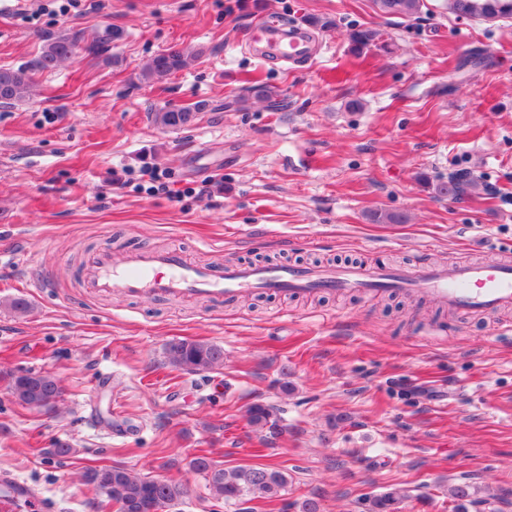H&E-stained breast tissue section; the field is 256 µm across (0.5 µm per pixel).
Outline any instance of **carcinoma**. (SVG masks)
<instances>
[{"label":"carcinoma","instance_id":"1","mask_svg":"<svg viewBox=\"0 0 512 512\" xmlns=\"http://www.w3.org/2000/svg\"><path fill=\"white\" fill-rule=\"evenodd\" d=\"M376 10L396 18H411L427 7L425 0H372ZM443 8L459 17L495 22L512 18V0H444ZM355 49L370 46L381 49L387 44L381 34L372 28L357 29L350 34ZM80 47L76 36L50 38L31 67L0 68V103L12 104L30 98L34 92L32 71H50L71 56ZM203 55V50L171 49L151 57L142 67L141 79L146 83H160L186 68ZM254 95L266 103V109L277 112L284 109L280 92L267 86L252 88ZM190 108H158L152 112L154 124L167 131L178 130L194 118ZM478 184L470 179L457 178L439 181L435 190L441 197L460 198L476 190ZM168 362L179 369L197 373L213 369L224 360V349L207 341H173L166 348ZM8 392L17 404L29 409L51 410L58 404L62 389L59 380L48 372L19 370L10 372ZM249 423L269 433L274 440L281 433L274 407L255 403L248 409ZM190 468L205 476L211 497L224 504L239 503L242 512H251L245 504L259 501L269 506L278 501L288 487V474L283 470L255 465L224 468L206 455H198L189 462ZM85 485L94 489L101 502L114 504L118 512H157L170 507L184 495L182 485L154 477H142L127 467L115 464L89 468L84 472ZM512 496V490L499 488L485 491L469 483L448 487V498L453 512H488L492 505ZM405 494L398 490L376 494L365 500L366 512H398Z\"/></svg>","mask_w":512,"mask_h":512}]
</instances>
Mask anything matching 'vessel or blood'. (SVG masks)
<instances>
[{"mask_svg":"<svg viewBox=\"0 0 512 512\" xmlns=\"http://www.w3.org/2000/svg\"><path fill=\"white\" fill-rule=\"evenodd\" d=\"M251 41L267 55L288 61L309 58L310 34L303 29L282 31L269 21L258 23ZM90 288L108 295L121 292L149 297L165 294L211 298L252 291L306 294L318 289L345 293H383L389 290L423 292L434 301L463 313L491 315L512 307V262H453L424 264L418 269L386 266L274 268L256 265L225 267L214 275L209 267L190 262L175 248L146 250L127 257L102 252L86 265Z\"/></svg>","mask_w":512,"mask_h":512,"instance_id":"vessel-or-blood-1","label":"vessel or blood"}]
</instances>
